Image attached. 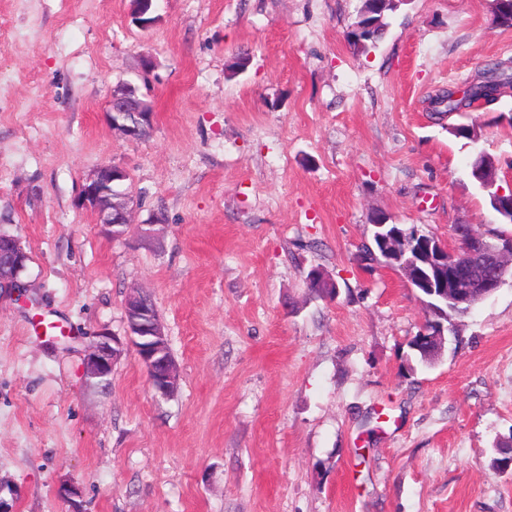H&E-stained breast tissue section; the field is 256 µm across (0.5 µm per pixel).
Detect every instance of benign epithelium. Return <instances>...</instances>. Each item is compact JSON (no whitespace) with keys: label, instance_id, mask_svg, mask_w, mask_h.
<instances>
[{"label":"benign epithelium","instance_id":"benign-epithelium-1","mask_svg":"<svg viewBox=\"0 0 512 512\" xmlns=\"http://www.w3.org/2000/svg\"><path fill=\"white\" fill-rule=\"evenodd\" d=\"M141 108L129 94H113L106 112L110 129L128 139L135 138L132 127L124 122L128 112ZM127 178L126 172L112 164L96 168L83 185L80 203L89 208L105 233L113 238L125 236L131 224V212L112 215V180ZM476 235L455 236L450 243L434 235L421 241L417 257L401 261L412 248L404 237H389L383 242L379 255L383 265L397 269L406 281L420 292L436 293L455 311L468 312L474 304L495 294L503 285L512 282V237L499 242L478 239L475 246L460 255L462 248ZM6 255L0 254V289L18 296L24 295L29 284L21 279L30 257L15 237L8 238ZM435 319L426 321L419 333L418 345L429 348L434 341H446V336L457 335L455 323L444 325L445 315L432 303L425 302ZM126 320L129 342L148 371L153 389L162 396L169 395L177 382V368L165 349L166 335L158 322L155 310L142 301L140 291H133L126 300ZM125 343L103 328L97 332L87 349L84 362L87 382L102 383L112 374V366L123 355Z\"/></svg>","mask_w":512,"mask_h":512}]
</instances>
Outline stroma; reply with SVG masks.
<instances>
[{"instance_id":"obj_1","label":"stroma","mask_w":512,"mask_h":512,"mask_svg":"<svg viewBox=\"0 0 512 512\" xmlns=\"http://www.w3.org/2000/svg\"><path fill=\"white\" fill-rule=\"evenodd\" d=\"M0 0V233L30 255L0 295V479L14 512H512V286L458 317L433 367L408 347L428 313L359 255L371 220L449 239L512 235L469 175L512 191V92L472 107L466 144L437 114L490 62L512 63L492 0H402L350 45L359 0ZM248 54L245 71L230 69ZM154 112L115 135L113 87ZM125 169L134 221L107 236L78 198ZM318 269L334 298L310 294ZM154 299L180 379L153 391L134 348L87 384V345L125 337L130 287Z\"/></svg>"}]
</instances>
